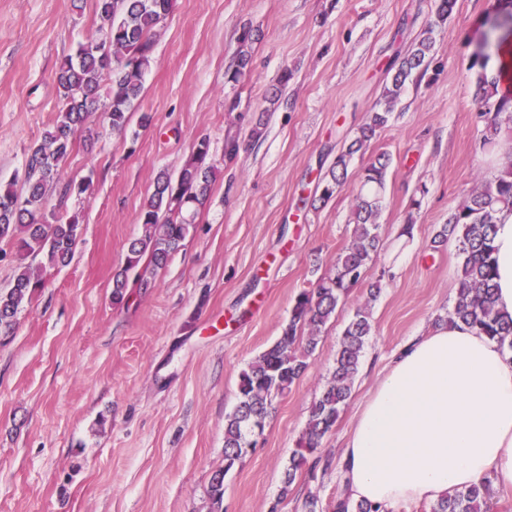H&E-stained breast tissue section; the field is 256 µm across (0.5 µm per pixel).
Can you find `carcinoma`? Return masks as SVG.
<instances>
[{
    "label": "carcinoma",
    "mask_w": 512,
    "mask_h": 512,
    "mask_svg": "<svg viewBox=\"0 0 512 512\" xmlns=\"http://www.w3.org/2000/svg\"><path fill=\"white\" fill-rule=\"evenodd\" d=\"M173 6L174 0H96L100 25L86 41L78 43L74 54L60 62L55 77L58 116L27 155V188L19 194L13 184H0V240L11 242L19 256L10 287L0 289V332H10L22 305L44 288L43 267L32 266L28 258L41 255L52 268L70 264L81 224L76 214L63 219L59 207L70 195H81L88 189L85 182L62 178V164L73 150L74 133L98 109L112 132L126 131L153 61L157 29ZM495 10L491 31L476 47L471 64L478 68L476 97L484 112L492 115L483 138L490 150L498 146L502 125L512 124V86L502 89L501 73L486 68L487 62L499 53V32L512 30V0H497ZM432 33L433 27L425 29L400 60L391 85L384 87L366 122L319 178V199L326 201L345 187L354 156L386 126L407 85L425 76L434 47ZM250 42V31H243L234 80L248 64ZM108 77L112 81L109 100L100 108L96 106L97 93ZM209 150V142L202 139L177 176L166 171L157 174L154 191L138 216L142 234L129 241L124 266L113 275V304L127 301V288L132 283L149 287L157 271L184 246L216 179L217 166ZM390 163V156L384 152L369 158L354 194L351 245L336 255L332 273L322 278L318 287L298 295L277 341L241 372L238 404L227 416L224 427L225 465L210 480L215 505L224 498L225 475L252 445L248 435L263 431L273 398L287 392L305 373L307 357L319 344L322 330L336 313L340 299L360 281L378 254V216ZM505 210L512 211V160L494 179L473 189L468 202L450 214L433 243L455 240L462 258L451 321H461L477 334L512 349V318L501 316L497 310L493 283V235L499 215ZM371 329L366 309L358 308L342 332L331 378L310 406L307 426L296 441L279 499L287 497L297 473L307 467L323 437L333 430L340 407L351 395ZM493 505L490 488L482 484L454 490L436 502L422 505L421 512H491ZM333 512H380V507L344 497L336 499Z\"/></svg>",
    "instance_id": "carcinoma-1"
}]
</instances>
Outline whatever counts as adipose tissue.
<instances>
[{
	"mask_svg": "<svg viewBox=\"0 0 512 512\" xmlns=\"http://www.w3.org/2000/svg\"><path fill=\"white\" fill-rule=\"evenodd\" d=\"M493 245L497 306L512 317V211ZM339 470L351 500L386 512L485 482L512 487V350L461 322L409 337L359 412Z\"/></svg>",
	"mask_w": 512,
	"mask_h": 512,
	"instance_id": "adipose-tissue-1",
	"label": "adipose tissue"
}]
</instances>
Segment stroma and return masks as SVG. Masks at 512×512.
Segmentation results:
<instances>
[{
  "label": "stroma",
  "mask_w": 512,
  "mask_h": 512,
  "mask_svg": "<svg viewBox=\"0 0 512 512\" xmlns=\"http://www.w3.org/2000/svg\"><path fill=\"white\" fill-rule=\"evenodd\" d=\"M496 0H176L131 120L112 133L93 114L63 164L90 179L68 214L82 231L68 266L0 335V512H305L343 491L337 464L360 405L392 354L446 323L458 288L456 242L432 240L471 189L493 178L512 140L482 143L470 55ZM95 0H0V182L24 192V161L57 116L60 61L97 26ZM435 28L428 71L408 85L366 149L389 154L382 250L327 323L309 367L273 399L256 447L224 479L225 419L239 375L280 336L296 297L352 242L353 196L320 202L316 183L391 80L395 54ZM256 40L238 81L243 27ZM289 82H282L283 72ZM208 139L218 168L184 247L149 288L112 303V275L139 236L160 170L178 171ZM239 148L225 157L224 146ZM365 157L355 158L361 169ZM412 235L400 239L404 226ZM380 283L376 300L367 290ZM372 330L349 400L320 460L280 498L308 410L328 381L357 308ZM225 468V467H224Z\"/></svg>",
  "instance_id": "1"
}]
</instances>
